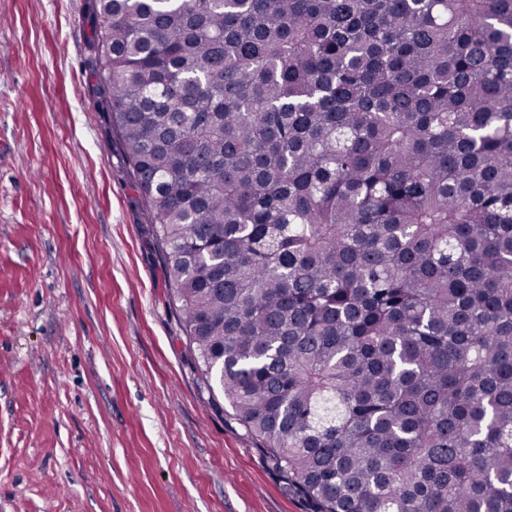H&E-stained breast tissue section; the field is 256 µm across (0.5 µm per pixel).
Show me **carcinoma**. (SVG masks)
<instances>
[{
	"label": "carcinoma",
	"mask_w": 512,
	"mask_h": 512,
	"mask_svg": "<svg viewBox=\"0 0 512 512\" xmlns=\"http://www.w3.org/2000/svg\"><path fill=\"white\" fill-rule=\"evenodd\" d=\"M169 296L314 512H512V0H90Z\"/></svg>",
	"instance_id": "cac0c4a2"
}]
</instances>
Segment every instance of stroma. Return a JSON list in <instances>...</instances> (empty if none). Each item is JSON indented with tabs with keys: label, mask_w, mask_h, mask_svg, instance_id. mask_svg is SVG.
Segmentation results:
<instances>
[{
	"label": "stroma",
	"mask_w": 512,
	"mask_h": 512,
	"mask_svg": "<svg viewBox=\"0 0 512 512\" xmlns=\"http://www.w3.org/2000/svg\"><path fill=\"white\" fill-rule=\"evenodd\" d=\"M0 17V512H312L186 344L89 0Z\"/></svg>",
	"instance_id": "1"
}]
</instances>
